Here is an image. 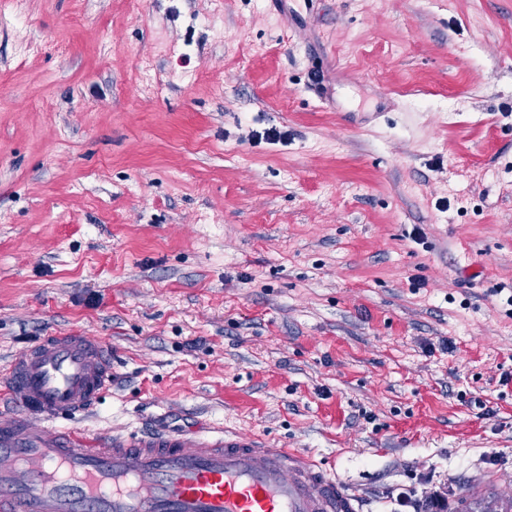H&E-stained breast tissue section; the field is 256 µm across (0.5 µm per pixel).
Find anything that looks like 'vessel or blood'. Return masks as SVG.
I'll return each instance as SVG.
<instances>
[{
	"label": "vessel or blood",
	"instance_id": "b4317fda",
	"mask_svg": "<svg viewBox=\"0 0 512 512\" xmlns=\"http://www.w3.org/2000/svg\"><path fill=\"white\" fill-rule=\"evenodd\" d=\"M112 386V352L78 332L38 338L0 375V512H358L307 454L252 434L94 436L59 419ZM453 512H512L495 478Z\"/></svg>",
	"mask_w": 512,
	"mask_h": 512
}]
</instances>
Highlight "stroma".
Returning a JSON list of instances; mask_svg holds the SVG:
<instances>
[{
  "instance_id": "stroma-1",
  "label": "stroma",
  "mask_w": 512,
  "mask_h": 512,
  "mask_svg": "<svg viewBox=\"0 0 512 512\" xmlns=\"http://www.w3.org/2000/svg\"><path fill=\"white\" fill-rule=\"evenodd\" d=\"M72 331L90 434L512 494V0H0V370Z\"/></svg>"
}]
</instances>
